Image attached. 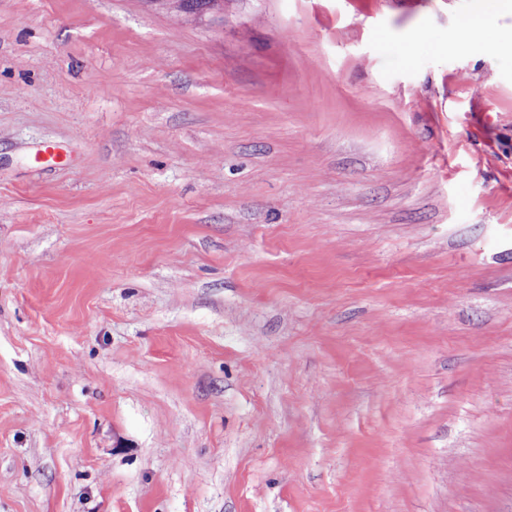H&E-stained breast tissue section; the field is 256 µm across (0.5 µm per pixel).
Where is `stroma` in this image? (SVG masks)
I'll use <instances>...</instances> for the list:
<instances>
[{"label":"stroma","instance_id":"35a3bbf8","mask_svg":"<svg viewBox=\"0 0 512 512\" xmlns=\"http://www.w3.org/2000/svg\"><path fill=\"white\" fill-rule=\"evenodd\" d=\"M470 6L0 0V512H512Z\"/></svg>","mask_w":512,"mask_h":512}]
</instances>
